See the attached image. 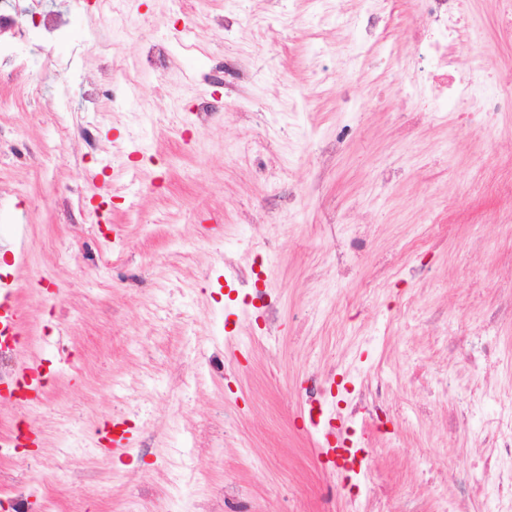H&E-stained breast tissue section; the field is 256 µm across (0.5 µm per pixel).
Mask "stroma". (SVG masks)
<instances>
[{
	"label": "stroma",
	"mask_w": 512,
	"mask_h": 512,
	"mask_svg": "<svg viewBox=\"0 0 512 512\" xmlns=\"http://www.w3.org/2000/svg\"><path fill=\"white\" fill-rule=\"evenodd\" d=\"M467 8L481 36L461 58L512 66L495 0ZM110 11L83 0L66 17L68 41L52 46L20 20L14 50L29 78L0 81V196L13 206L0 222V290L25 312L14 370L37 363L46 379L32 400L0 395V431L26 416L38 427L28 465L0 460V498L22 486L29 512L48 500L55 512L136 502L150 512H354L340 469L318 458L323 427L301 390L314 370L356 385L384 379L400 416L369 453L363 500L382 489L390 512L411 497L435 512L460 481L490 488L474 445L496 406L473 405L468 429L449 431L473 374L459 370L445 390L446 346L423 317L453 308V335L498 298L470 288L459 263L476 236L473 262L512 266V233L499 222L507 202L494 190L512 176V117L495 116L491 135L451 115L406 134L395 118L409 109L403 94L387 90L381 110L370 73L325 81L337 59L310 35L334 24L300 0H135L123 32ZM158 42L170 52L157 71L147 54ZM93 81L104 97L86 109ZM211 96L221 107L198 122L192 107ZM65 101L71 111H58ZM259 123L289 174L265 155L236 156ZM340 123L359 136L318 168L315 144ZM292 183L305 195L298 210ZM439 195L459 200L424 258L440 287L395 276L359 313L375 260ZM323 200L341 202L373 240L346 288L328 262ZM256 267L266 276L258 297L235 275ZM408 303V322L388 325ZM115 418L129 447L100 455L97 434Z\"/></svg>",
	"instance_id": "stroma-1"
}]
</instances>
